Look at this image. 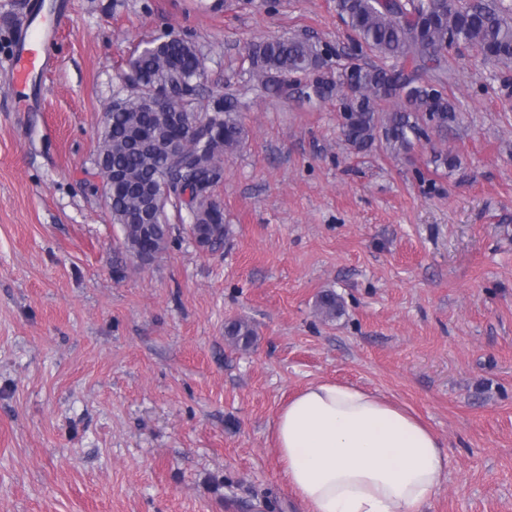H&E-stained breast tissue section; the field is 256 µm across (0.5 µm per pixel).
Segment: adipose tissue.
I'll return each instance as SVG.
<instances>
[{"label":"adipose tissue","instance_id":"ef3b65f1","mask_svg":"<svg viewBox=\"0 0 512 512\" xmlns=\"http://www.w3.org/2000/svg\"><path fill=\"white\" fill-rule=\"evenodd\" d=\"M283 476L304 512H423L448 469L435 432L365 388L312 383L279 411Z\"/></svg>","mask_w":512,"mask_h":512}]
</instances>
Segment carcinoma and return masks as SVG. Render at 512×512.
I'll list each match as a JSON object with an SVG mask.
<instances>
[{
	"mask_svg": "<svg viewBox=\"0 0 512 512\" xmlns=\"http://www.w3.org/2000/svg\"><path fill=\"white\" fill-rule=\"evenodd\" d=\"M336 11L353 46L375 61L341 71L332 68V54L310 40L275 38L249 48L251 77L261 91L285 100L295 91L289 85L294 78L304 81L301 94L309 99L336 98L342 134L357 151L383 141L407 152L414 142L448 131L457 119L456 105L438 90L448 80L449 51L474 46L493 65L512 67V4L504 0L465 6L458 0H336ZM129 72L138 76V86L105 112L96 157L103 185H110L112 173L123 175L108 211L121 227L126 250L136 258L160 253L172 242L171 217L181 221L184 211L198 241L223 242L229 234L224 212L210 196L223 181L224 155L244 143V96L203 97L204 55L184 38L145 42L130 58ZM157 90L184 119L208 121L207 131L175 153L164 147L173 133L170 112L144 105ZM319 307L328 318L342 312L333 291L321 294ZM225 335L246 345L254 330L238 320L227 325Z\"/></svg>",
	"mask_w": 512,
	"mask_h": 512,
	"instance_id": "obj_1",
	"label": "carcinoma"
}]
</instances>
